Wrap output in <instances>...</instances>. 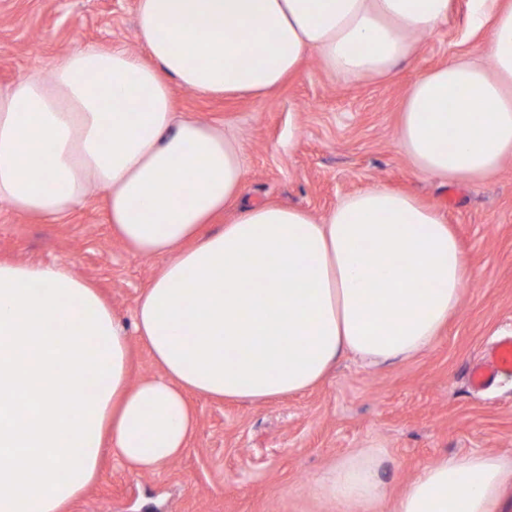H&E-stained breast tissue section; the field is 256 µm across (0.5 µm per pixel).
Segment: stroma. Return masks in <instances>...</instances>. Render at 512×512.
<instances>
[{"mask_svg": "<svg viewBox=\"0 0 512 512\" xmlns=\"http://www.w3.org/2000/svg\"><path fill=\"white\" fill-rule=\"evenodd\" d=\"M139 0H0V84L31 70L50 75L68 53L96 47L145 51L136 37ZM470 0H450L448 20L416 38L388 78L351 81L316 53L265 97L175 92L177 116L223 129L242 147L244 198L325 216L371 186L439 207L469 256L472 282L458 311L423 352L377 368L342 359L314 389L263 403L195 396L185 451L158 470L133 473L113 449L70 512H339L320 488L338 463L379 462L382 499L352 512H392L422 467L492 452L512 461V376L483 390L468 373L500 337L512 336V158L477 182L444 185L417 172L397 147L410 84L457 55L486 47L468 24ZM0 259L59 262L94 283L124 323L164 265L134 254L111 231L102 192L50 222L0 202Z\"/></svg>", "mask_w": 512, "mask_h": 512, "instance_id": "1", "label": "stroma"}]
</instances>
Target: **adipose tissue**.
Segmentation results:
<instances>
[{
	"label": "adipose tissue",
	"instance_id": "obj_1",
	"mask_svg": "<svg viewBox=\"0 0 512 512\" xmlns=\"http://www.w3.org/2000/svg\"><path fill=\"white\" fill-rule=\"evenodd\" d=\"M489 65L462 55L407 89L398 145L415 168L478 181L512 157V4L470 0ZM449 0H139L149 58L121 48L67 54L50 76L0 86V202L56 221L92 191L135 253L168 260L126 332L66 265L0 260V512H68L98 478L104 446L133 471L185 448L189 394L255 403L320 383L347 355L368 366L429 347L473 266L443 215L386 187L321 221L248 204L241 149L213 126L175 120L176 89L262 97L316 52L349 80L388 77L448 16ZM236 206L231 223L213 218ZM142 342L159 373L131 381ZM370 456L323 488L345 507L381 497ZM501 458L424 466L394 512H500Z\"/></svg>",
	"mask_w": 512,
	"mask_h": 512
}]
</instances>
